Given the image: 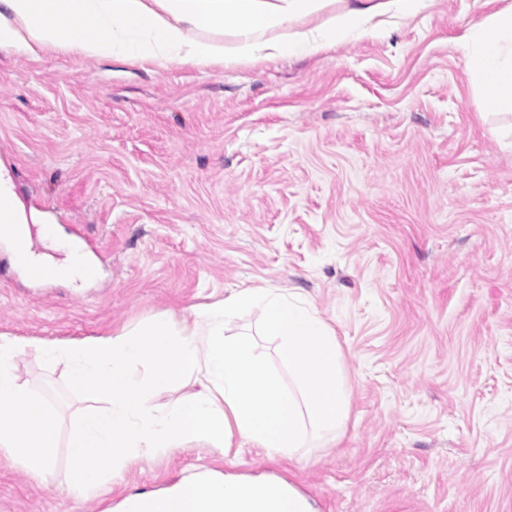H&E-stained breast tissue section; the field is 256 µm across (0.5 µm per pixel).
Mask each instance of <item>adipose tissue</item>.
Masks as SVG:
<instances>
[{
    "label": "adipose tissue",
    "mask_w": 512,
    "mask_h": 512,
    "mask_svg": "<svg viewBox=\"0 0 512 512\" xmlns=\"http://www.w3.org/2000/svg\"><path fill=\"white\" fill-rule=\"evenodd\" d=\"M0 0V49L29 57L66 52L100 61L166 67H221L286 57L313 56L331 45L372 32L377 18L410 16L426 0ZM231 42H224L223 33ZM486 112H512V4L470 26L464 63ZM21 226L7 243L15 270L33 262L57 280L80 288L97 270L88 256L54 231L49 253L32 249L33 225L45 216L26 209L10 170L0 163V213ZM21 350L0 336V451L34 478L56 468V408L15 370ZM122 512H315L292 486L223 478L202 471L158 496L125 498Z\"/></svg>",
    "instance_id": "adipose-tissue-1"
}]
</instances>
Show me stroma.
Masks as SVG:
<instances>
[{"label":"stroma","mask_w":512,"mask_h":512,"mask_svg":"<svg viewBox=\"0 0 512 512\" xmlns=\"http://www.w3.org/2000/svg\"><path fill=\"white\" fill-rule=\"evenodd\" d=\"M503 0H427L314 57L146 67L0 50V161L26 207L96 247L81 292L15 273L0 334L58 411L87 407L39 343L106 335L237 288L297 290L335 328L350 413L292 461L184 444L102 496L66 457L0 455V512H104L205 464L283 480L319 512H512V114L485 117L465 30Z\"/></svg>","instance_id":"obj_1"}]
</instances>
